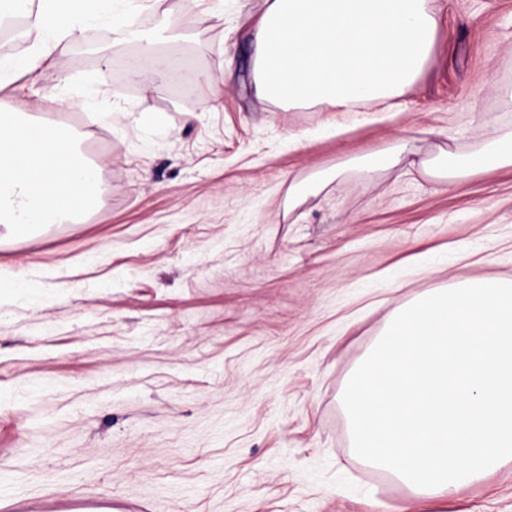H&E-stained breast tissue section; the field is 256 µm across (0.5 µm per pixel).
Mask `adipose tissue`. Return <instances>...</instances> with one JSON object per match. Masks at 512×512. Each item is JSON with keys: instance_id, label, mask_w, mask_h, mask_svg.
I'll return each instance as SVG.
<instances>
[{"instance_id": "obj_1", "label": "adipose tissue", "mask_w": 512, "mask_h": 512, "mask_svg": "<svg viewBox=\"0 0 512 512\" xmlns=\"http://www.w3.org/2000/svg\"><path fill=\"white\" fill-rule=\"evenodd\" d=\"M15 17L32 45L0 60V88L36 73L87 20L132 14L124 0H0V24ZM438 30L434 0H263L249 41L255 95L336 112L398 98L431 59ZM127 34L140 44L132 77H162L159 39L132 28ZM431 165L442 178L512 168V127L496 129L478 153L444 151ZM97 184L98 166L78 148L73 129L0 111V238L25 239L75 217L90 207Z\"/></svg>"}]
</instances>
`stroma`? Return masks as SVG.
<instances>
[{"label": "stroma", "mask_w": 512, "mask_h": 512, "mask_svg": "<svg viewBox=\"0 0 512 512\" xmlns=\"http://www.w3.org/2000/svg\"><path fill=\"white\" fill-rule=\"evenodd\" d=\"M435 6L433 59L386 109L257 99L262 0H141L138 29L180 36L162 81L131 80L136 42L91 22L0 89L100 167L91 210L0 240V512H512V465L415 498L356 457L341 406L396 308L512 279V169L348 166L402 143L470 154L512 126L494 90L512 87V0ZM341 175L340 171L325 173L321 176H316L308 181L298 182L291 186L289 192L293 198H301L310 193H314L322 189L330 182L337 180Z\"/></svg>", "instance_id": "35a3bbf8"}]
</instances>
